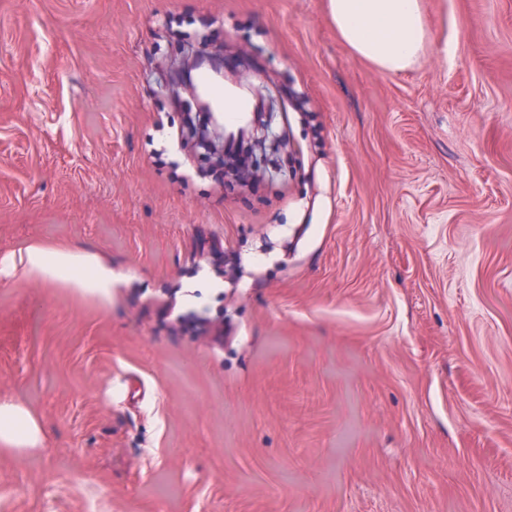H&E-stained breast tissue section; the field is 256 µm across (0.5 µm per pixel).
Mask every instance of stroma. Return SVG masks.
Segmentation results:
<instances>
[{"instance_id": "obj_1", "label": "stroma", "mask_w": 512, "mask_h": 512, "mask_svg": "<svg viewBox=\"0 0 512 512\" xmlns=\"http://www.w3.org/2000/svg\"><path fill=\"white\" fill-rule=\"evenodd\" d=\"M391 73L328 0H0V512H512V0H420ZM242 48L287 170L219 188L169 28ZM36 278L45 282L68 281L77 288L107 299L112 293V270L71 250L27 247L0 256V279ZM44 444L41 423L22 404L13 400L0 401V447L31 450Z\"/></svg>"}]
</instances>
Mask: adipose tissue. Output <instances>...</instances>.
Returning <instances> with one entry per match:
<instances>
[{"mask_svg":"<svg viewBox=\"0 0 512 512\" xmlns=\"http://www.w3.org/2000/svg\"><path fill=\"white\" fill-rule=\"evenodd\" d=\"M329 16L342 40L358 55L389 72L418 61L426 37L419 0H328ZM68 281L109 297L112 271L71 250L27 247L0 256V279ZM44 443L42 426L22 404L0 401V447L31 450Z\"/></svg>","mask_w":512,"mask_h":512,"instance_id":"adipose-tissue-1","label":"adipose tissue"}]
</instances>
